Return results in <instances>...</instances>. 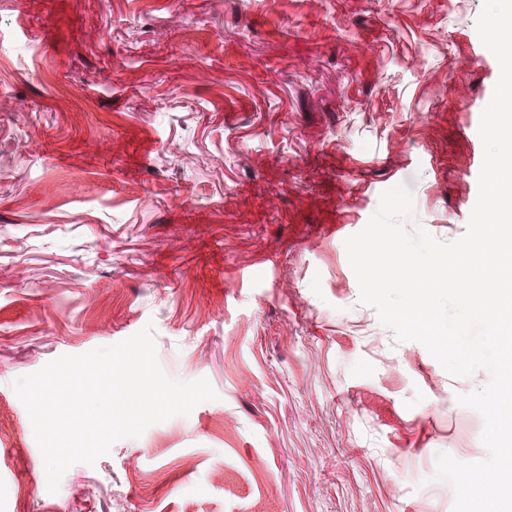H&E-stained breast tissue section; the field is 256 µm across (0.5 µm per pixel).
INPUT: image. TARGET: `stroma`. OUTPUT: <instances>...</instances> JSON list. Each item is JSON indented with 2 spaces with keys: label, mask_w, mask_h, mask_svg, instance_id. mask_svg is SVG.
Here are the masks:
<instances>
[{
  "label": "stroma",
  "mask_w": 512,
  "mask_h": 512,
  "mask_svg": "<svg viewBox=\"0 0 512 512\" xmlns=\"http://www.w3.org/2000/svg\"><path fill=\"white\" fill-rule=\"evenodd\" d=\"M482 7L0 0V512H452L489 374L397 341L344 241L400 184L408 230L465 234ZM149 324L217 400L49 493L13 381Z\"/></svg>",
  "instance_id": "1"
}]
</instances>
